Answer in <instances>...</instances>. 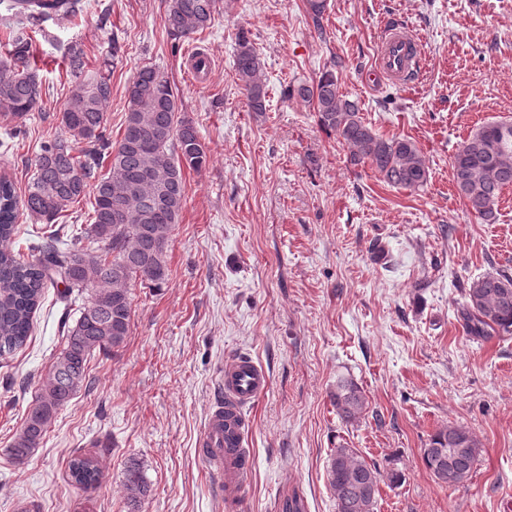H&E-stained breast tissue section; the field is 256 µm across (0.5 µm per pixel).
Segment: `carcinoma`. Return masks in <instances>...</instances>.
Here are the masks:
<instances>
[{
  "mask_svg": "<svg viewBox=\"0 0 512 512\" xmlns=\"http://www.w3.org/2000/svg\"><path fill=\"white\" fill-rule=\"evenodd\" d=\"M6 10L34 28L54 16L75 17L82 0H0ZM221 0H165V24L175 37L189 38L209 28ZM32 37L12 36L7 56L0 58V117L25 119L40 107L42 88L33 64ZM70 76L67 106L60 113L65 137L43 143L34 173L19 198L14 181L0 176V356L22 349L32 332L33 315L45 289H57V300L70 308L84 293L87 301L74 323L62 315L65 344L31 401L23 424L8 448L17 462L39 447L59 410L83 386L94 351L121 346L132 327V288L168 279L167 247L179 223L185 200L184 171H199L209 161L207 147L190 118L181 113L170 80L157 68L141 67L127 88L121 138L107 136L106 110L112 95L110 79L87 74L78 48L64 57ZM311 84L288 91L313 106L321 126L347 151V162L369 166L389 186L416 190L429 178V166L417 144L388 139L362 116L359 101L342 90L336 68ZM235 79L246 92L253 112L266 111L262 63L250 38L237 37ZM109 170L102 172L104 161ZM458 194L480 220L496 219L502 191L512 187V122L493 120L472 131L451 160ZM90 198V224L62 239L57 221ZM40 224L30 238L32 259L8 247L19 232L18 209ZM466 330L472 336L512 335V276L486 274L467 291ZM331 401L342 420L363 414L366 398L356 383L336 379ZM479 441L464 427L448 425L430 440L423 463L434 476L451 472L447 487L467 481L479 456ZM71 480L83 489L100 483L103 473L93 457L69 461ZM328 481L336 512H374L379 471L352 448L339 446L330 458ZM369 483L357 495L355 483ZM126 500L135 508L149 491L140 464L132 461L123 482Z\"/></svg>",
  "mask_w": 512,
  "mask_h": 512,
  "instance_id": "cac0c4a2",
  "label": "carcinoma"
}]
</instances>
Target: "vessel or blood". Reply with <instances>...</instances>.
<instances>
[{"mask_svg": "<svg viewBox=\"0 0 512 512\" xmlns=\"http://www.w3.org/2000/svg\"><path fill=\"white\" fill-rule=\"evenodd\" d=\"M423 66L422 45L409 27L400 22L386 25L373 69L375 78L403 83ZM220 386L224 397L212 410L197 446L209 472L221 479L226 504L234 510L253 467L244 449L251 424L248 411L268 391L270 376L253 358L236 357L226 361Z\"/></svg>", "mask_w": 512, "mask_h": 512, "instance_id": "obj_1", "label": "vessel or blood"}]
</instances>
